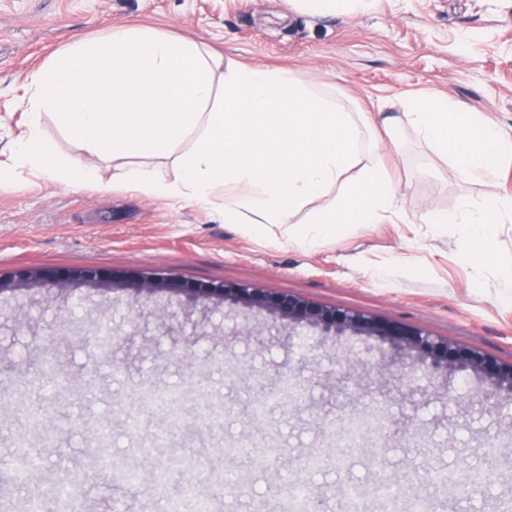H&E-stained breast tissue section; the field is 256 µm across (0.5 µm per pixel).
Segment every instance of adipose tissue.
Wrapping results in <instances>:
<instances>
[{
  "mask_svg": "<svg viewBox=\"0 0 512 512\" xmlns=\"http://www.w3.org/2000/svg\"><path fill=\"white\" fill-rule=\"evenodd\" d=\"M26 108L28 130L11 141L12 161L57 182H85L92 171L58 157L41 134L46 114L87 155L116 160L119 182L220 209L228 224H290L301 214L305 243L340 224L374 223L394 204L386 168L361 162L362 116L295 73L228 63L216 49L151 27L64 46L37 73ZM405 119L456 173L488 172L512 155L511 134L447 97L413 99ZM157 159L171 163L174 179Z\"/></svg>",
  "mask_w": 512,
  "mask_h": 512,
  "instance_id": "obj_1",
  "label": "adipose tissue"
}]
</instances>
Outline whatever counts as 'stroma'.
<instances>
[{
	"instance_id": "1",
	"label": "stroma",
	"mask_w": 512,
	"mask_h": 512,
	"mask_svg": "<svg viewBox=\"0 0 512 512\" xmlns=\"http://www.w3.org/2000/svg\"><path fill=\"white\" fill-rule=\"evenodd\" d=\"M144 24L220 51L246 66L298 74L313 87L344 91L349 109L397 116L418 94L445 96L512 131V0H380L368 14H294L289 0H0V150L26 129L24 99L35 74L63 46L103 38L110 27ZM42 135L64 160L94 166L76 186L14 167L0 186V379L19 384V404L0 409V469L14 439L28 433L27 410L45 399L52 446L33 444L43 480L10 482L8 512H25L57 479L80 477L83 512H162L187 486L212 512H280L290 487L306 486L319 512H347L344 489L365 487L360 512H512V393L498 407L482 399L477 374L433 372L366 335L334 338L309 328L315 360L297 362L289 326L266 312L216 305L183 293L136 294L123 281L153 274L197 288H259L330 309L423 330L435 339L512 362V217L481 243L467 224H430L434 211L512 195V157L478 177L456 174L412 127H377L363 163L388 169L393 210L372 224H343L302 246L292 226L252 230L184 201L147 197L115 181L112 163L89 157L56 118ZM85 271L89 280L20 282L22 273ZM127 338L107 361L87 341L98 322ZM63 333L56 358L67 389L40 391L33 341ZM191 345L194 372L169 356ZM306 388L297 403L268 398L285 367ZM354 385L344 395L343 384ZM159 384L183 395L182 420L135 398ZM229 409L215 420L196 399ZM388 413L390 432L343 453L332 431L354 413ZM137 416L129 426V416ZM112 436L114 471L93 455L100 429ZM427 434L426 449L408 439ZM277 439L281 451L256 464L226 458L229 440ZM327 462L312 470L307 459ZM482 483L452 498L436 471ZM167 472L164 486L155 477Z\"/></svg>"
}]
</instances>
